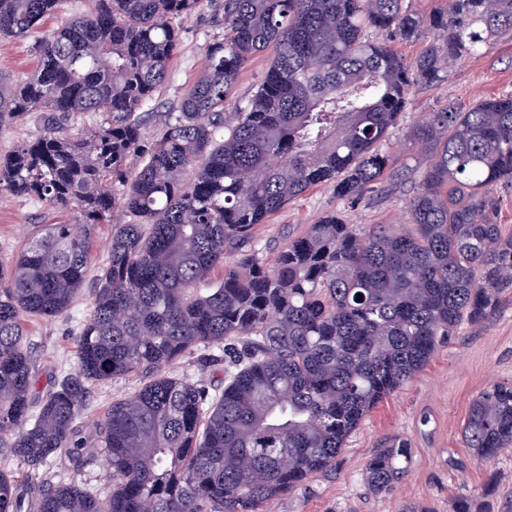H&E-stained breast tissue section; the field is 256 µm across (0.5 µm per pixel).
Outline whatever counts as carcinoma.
Masks as SVG:
<instances>
[{
	"label": "carcinoma",
	"mask_w": 512,
	"mask_h": 512,
	"mask_svg": "<svg viewBox=\"0 0 512 512\" xmlns=\"http://www.w3.org/2000/svg\"><path fill=\"white\" fill-rule=\"evenodd\" d=\"M89 2L39 39L33 74L0 75V128L43 113L39 133L0 157V191L76 213L0 264V457L28 466L21 481L0 469V512H265L336 470L366 414L512 288V237L491 192L512 181V95L416 124L426 164L411 229L359 232L328 215L270 262L255 229L316 185L351 204L382 188L394 160L379 146L414 88L512 29V0H446L427 23L407 0H224L222 35L150 144L143 111L178 51L174 22L202 0ZM61 3L0 0V38L29 35ZM425 25L433 39L404 58L394 43ZM271 45L264 80L226 116L239 72ZM117 212L126 221L112 224L77 327V367L34 407L25 317L70 307L94 261L90 228ZM201 349L224 364L219 394L167 372ZM126 376L144 383L87 442L92 386ZM463 437L476 461L512 446L511 384L474 396ZM62 451L79 466L102 458L112 492L48 482L40 468ZM410 462L403 440L378 450L363 475L371 494H391Z\"/></svg>",
	"instance_id": "obj_1"
}]
</instances>
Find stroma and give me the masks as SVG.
<instances>
[{
    "instance_id": "obj_1",
    "label": "stroma",
    "mask_w": 512,
    "mask_h": 512,
    "mask_svg": "<svg viewBox=\"0 0 512 512\" xmlns=\"http://www.w3.org/2000/svg\"><path fill=\"white\" fill-rule=\"evenodd\" d=\"M219 3L203 0L200 11L180 23V48L167 82L152 102L155 111H178L183 95L202 71L207 46L218 32L210 18ZM34 42L31 36L0 41V73L15 78L32 74L37 64ZM273 55L270 49L258 53L240 71L224 104L226 113L235 112L254 94ZM506 93H512V30L508 29L496 34L482 53L451 62L444 81L414 90L400 124L381 147L396 163H407L405 185L366 194L353 205L330 187H312L258 226L261 247L267 256H274L287 239L302 235L331 212L362 231L373 224L408 228V200L424 166L423 148L409 138L412 126L427 113L450 106L465 109L478 99ZM70 218L69 212L47 209L36 198L0 192V262H10L37 225ZM89 307L90 297L83 293L55 318L27 317L38 391H46L54 379L75 368V330ZM495 383L512 384V288L499 295L488 318L463 322L457 336L439 345L422 370L368 413L349 437L335 471L314 476L306 487L275 501L270 512H404L411 504L425 505L432 512H454L456 499L464 494L474 495L473 512H512V447L479 462L470 456L462 435L473 397ZM141 384L139 377L132 376L94 385L82 417L86 437H93L96 422L113 400L133 393ZM393 438L409 443L411 463L394 492L377 497L367 492L363 471L384 442ZM45 471L50 481H74L103 496L112 489L100 461L81 467L61 455ZM487 484L492 493L481 495Z\"/></svg>"
}]
</instances>
